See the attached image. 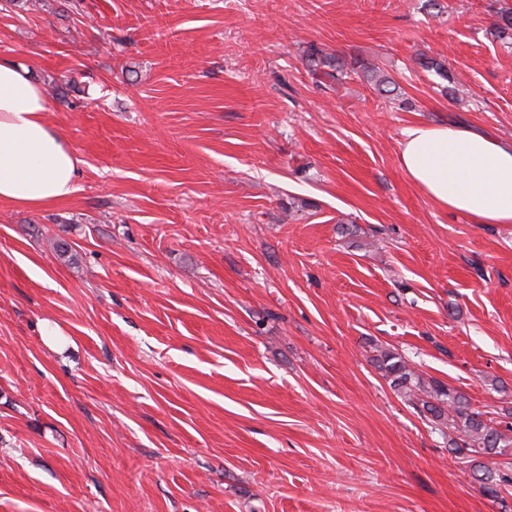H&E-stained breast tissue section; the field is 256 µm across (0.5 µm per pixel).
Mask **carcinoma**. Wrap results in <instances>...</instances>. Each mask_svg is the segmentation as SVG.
<instances>
[{
    "label": "carcinoma",
    "instance_id": "obj_1",
    "mask_svg": "<svg viewBox=\"0 0 512 512\" xmlns=\"http://www.w3.org/2000/svg\"><path fill=\"white\" fill-rule=\"evenodd\" d=\"M495 36L506 39L512 36V8L500 9V23ZM422 68L448 82V90L456 93L460 78L448 65L435 58L423 57ZM308 69L315 82L322 88L339 93L346 80L354 75L362 77L372 88L382 94L390 93L392 78L373 61L353 59L346 62L335 55L312 47L308 55ZM371 361L383 372L393 391L404 396L422 419L432 428L448 435L453 451L468 459L472 454L503 456L512 447V426L490 424L485 413L469 410L465 397L457 390L440 382H426L412 364L400 353L389 348H374ZM478 471L486 481V491L496 496L512 487V463L490 462L478 464Z\"/></svg>",
    "mask_w": 512,
    "mask_h": 512
}]
</instances>
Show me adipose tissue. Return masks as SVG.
Segmentation results:
<instances>
[{"instance_id": "1", "label": "adipose tissue", "mask_w": 512, "mask_h": 512, "mask_svg": "<svg viewBox=\"0 0 512 512\" xmlns=\"http://www.w3.org/2000/svg\"><path fill=\"white\" fill-rule=\"evenodd\" d=\"M50 102L26 67L0 59V205L42 209L76 191L79 159L47 120ZM407 179L441 209L477 224L512 223V146L462 126L402 131Z\"/></svg>"}]
</instances>
